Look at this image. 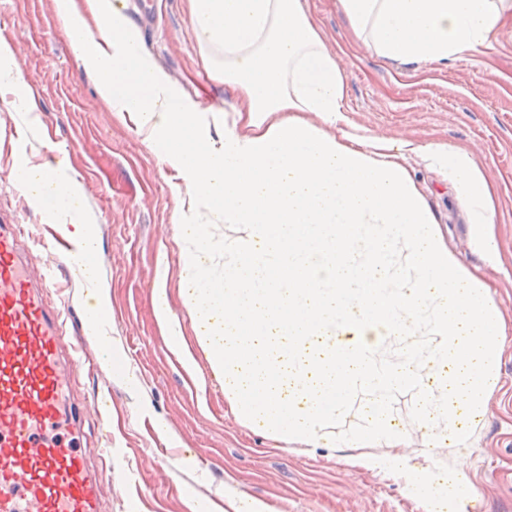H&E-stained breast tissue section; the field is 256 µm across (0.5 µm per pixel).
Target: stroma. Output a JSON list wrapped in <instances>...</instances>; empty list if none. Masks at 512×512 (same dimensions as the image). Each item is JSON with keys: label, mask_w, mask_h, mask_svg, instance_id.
<instances>
[{"label": "stroma", "mask_w": 512, "mask_h": 512, "mask_svg": "<svg viewBox=\"0 0 512 512\" xmlns=\"http://www.w3.org/2000/svg\"><path fill=\"white\" fill-rule=\"evenodd\" d=\"M301 2L346 81L342 112L332 122L314 118V125L329 134L345 129L412 142L406 165L446 245L477 271L508 325L472 447H444L428 458L423 427L406 398L399 406L400 443L368 452L434 465L447 479L456 454H464L466 479L457 490L470 500L469 512H512V12L482 47L445 64L404 65L356 40L336 0ZM125 4L137 27L151 31L144 49L199 104V120L213 127L232 121L238 100L225 90L223 74L203 67L190 0H153L150 19L141 0ZM0 42L13 46L40 106L34 119L0 107V221L30 224L45 235L50 216L11 172L17 158L38 164L52 157L78 182L98 240V278L112 306L107 334L124 377L112 378L93 335L71 341L95 367L75 384L84 407L82 443L112 447V490L103 512H197L199 497L212 501L214 512H426L402 479L355 464L357 449L286 444L235 416L182 295L177 172L129 116L98 97L75 62L53 0H0ZM436 145L468 148L495 184L494 261L474 251L467 211L430 154ZM132 182L141 187L133 195L124 189ZM162 303L180 327L193 371L171 355L157 319Z\"/></svg>", "instance_id": "obj_1"}]
</instances>
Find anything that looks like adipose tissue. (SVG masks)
Instances as JSON below:
<instances>
[{"label": "adipose tissue", "instance_id": "ef3b65f1", "mask_svg": "<svg viewBox=\"0 0 512 512\" xmlns=\"http://www.w3.org/2000/svg\"><path fill=\"white\" fill-rule=\"evenodd\" d=\"M353 36L383 59L447 62L481 46L506 0H338ZM79 68L112 111L161 148L188 196L224 215V246L179 216L180 279L200 345L242 420L278 441L342 442L360 465L397 476L425 505L443 483L433 467L366 453L395 445L410 396L427 445L467 448L496 385L504 323L488 287L446 247L402 159L406 142L322 132L344 79L301 0H191L200 46L219 58L243 104L231 125L201 123L143 50L124 0H54ZM0 89L36 111L8 44ZM470 208L477 251L495 248L491 185L463 147L435 150ZM38 206L72 227L75 263L98 288L97 238L76 181L46 166L13 174ZM344 434H337V427Z\"/></svg>", "mask_w": 512, "mask_h": 512}]
</instances>
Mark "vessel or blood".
<instances>
[{"label": "vessel or blood", "mask_w": 512, "mask_h": 512, "mask_svg": "<svg viewBox=\"0 0 512 512\" xmlns=\"http://www.w3.org/2000/svg\"><path fill=\"white\" fill-rule=\"evenodd\" d=\"M20 224H0V512H102L112 451L94 466L80 443L74 386L86 363L68 348L81 327L34 278Z\"/></svg>", "instance_id": "b4317fda"}]
</instances>
